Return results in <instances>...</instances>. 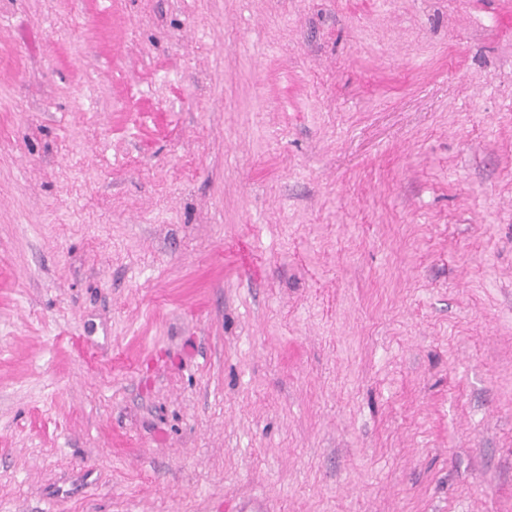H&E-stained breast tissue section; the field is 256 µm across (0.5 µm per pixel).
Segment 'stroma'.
<instances>
[{
    "label": "stroma",
    "instance_id": "stroma-1",
    "mask_svg": "<svg viewBox=\"0 0 512 512\" xmlns=\"http://www.w3.org/2000/svg\"><path fill=\"white\" fill-rule=\"evenodd\" d=\"M0 512H512V0H0Z\"/></svg>",
    "mask_w": 512,
    "mask_h": 512
}]
</instances>
